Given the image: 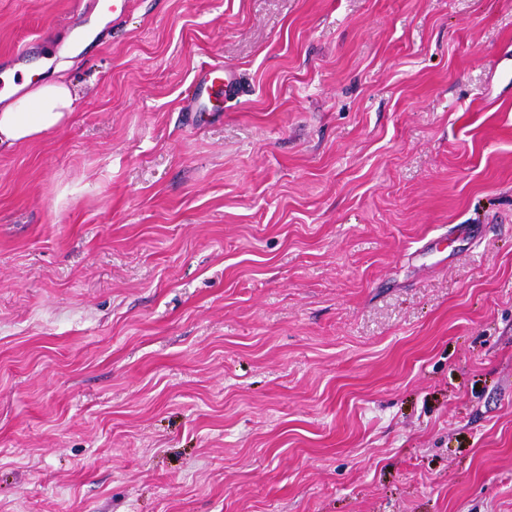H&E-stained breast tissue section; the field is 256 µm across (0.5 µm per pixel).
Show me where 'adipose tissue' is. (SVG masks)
Wrapping results in <instances>:
<instances>
[{"mask_svg":"<svg viewBox=\"0 0 512 512\" xmlns=\"http://www.w3.org/2000/svg\"><path fill=\"white\" fill-rule=\"evenodd\" d=\"M20 83L23 94L0 108V152L57 130L73 115L76 96L70 82Z\"/></svg>","mask_w":512,"mask_h":512,"instance_id":"adipose-tissue-1","label":"adipose tissue"}]
</instances>
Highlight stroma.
Masks as SVG:
<instances>
[{"mask_svg":"<svg viewBox=\"0 0 512 512\" xmlns=\"http://www.w3.org/2000/svg\"><path fill=\"white\" fill-rule=\"evenodd\" d=\"M24 43L77 101L0 153V512H512V0H0ZM222 74V77L220 76ZM224 75V94L232 96L236 92V79L231 71L224 70V63L218 61L208 65L198 75L197 81L191 92L186 98L185 109L193 112L197 100L209 89L213 90L223 81Z\"/></svg>","mask_w":512,"mask_h":512,"instance_id":"1","label":"stroma"}]
</instances>
